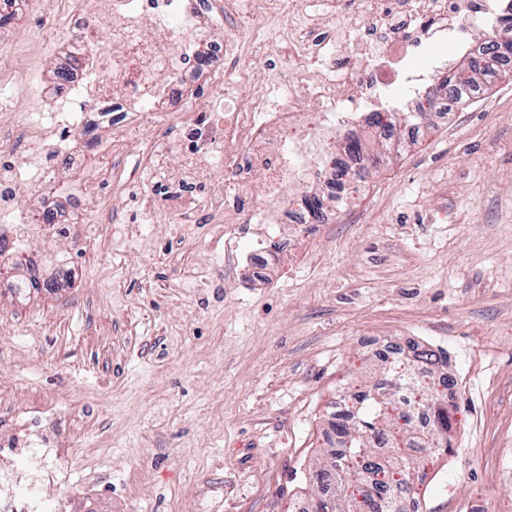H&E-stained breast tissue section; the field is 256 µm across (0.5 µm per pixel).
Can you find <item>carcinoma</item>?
I'll return each mask as SVG.
<instances>
[{
  "label": "carcinoma",
  "instance_id": "obj_1",
  "mask_svg": "<svg viewBox=\"0 0 512 512\" xmlns=\"http://www.w3.org/2000/svg\"><path fill=\"white\" fill-rule=\"evenodd\" d=\"M481 76L480 62L471 58L456 80L474 86ZM411 358L407 388L432 418L431 427H414L399 402L383 389L384 376L396 365L386 361L373 366V385L350 394L348 417L333 414L331 426L341 448L327 451L317 467L323 492L313 499L312 512H408L429 453L450 449L454 423L445 394L439 391L454 384L445 371L446 359L415 346Z\"/></svg>",
  "mask_w": 512,
  "mask_h": 512
}]
</instances>
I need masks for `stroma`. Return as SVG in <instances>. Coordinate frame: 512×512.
Returning a JSON list of instances; mask_svg holds the SVG:
<instances>
[{
	"label": "stroma",
	"mask_w": 512,
	"mask_h": 512,
	"mask_svg": "<svg viewBox=\"0 0 512 512\" xmlns=\"http://www.w3.org/2000/svg\"><path fill=\"white\" fill-rule=\"evenodd\" d=\"M0 43L57 40L56 0ZM376 162L354 203L302 237L255 238L164 215L127 238L117 179L77 217L93 246L30 236L68 259V287L29 302L0 292V443L27 464L21 417L53 404L66 464L45 512H301L317 489L329 413L379 343L448 354L456 453L427 467L420 512H512V72L447 117L427 116Z\"/></svg>",
	"instance_id": "obj_1"
}]
</instances>
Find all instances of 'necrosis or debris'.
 Returning a JSON list of instances; mask_svg holds the SVG:
<instances>
[{
  "label": "necrosis or debris",
  "instance_id": "necrosis-or-debris-1",
  "mask_svg": "<svg viewBox=\"0 0 512 512\" xmlns=\"http://www.w3.org/2000/svg\"><path fill=\"white\" fill-rule=\"evenodd\" d=\"M328 25L312 33L294 27L286 36L290 73L270 74L262 84L242 87L244 48L269 54L267 22L289 9V0H58L66 38V60L38 112L18 107L15 125L0 127V289L58 288L66 265L47 271L35 251H18L15 234L28 231L72 238L74 214L98 208L97 188L107 161L121 157L120 144L100 150L92 164L84 140L95 124L137 133L150 129V145L137 162L145 178L137 191L141 223L164 212L173 224H298L310 231L309 195L283 206L285 183L318 179L325 196L347 197L362 179V156L346 145L362 135L394 143L392 114L409 110L408 136L425 117L444 112L463 88L437 63L445 40L468 56L488 57L486 43L470 39L465 19H489L498 39L511 33L491 21L488 0H316ZM359 22L339 23L347 12ZM223 36H215V28ZM363 63L355 65L352 55ZM206 77L223 94L207 108L193 106L195 83ZM251 106L241 109L242 95ZM318 109L306 123L296 120L299 96ZM26 148L28 164L12 156ZM178 167H171V160ZM220 167L223 179H201ZM74 175L57 184L61 169ZM41 195L32 211L17 208L28 192ZM0 512H43L36 486H22L18 472L0 469Z\"/></svg>",
  "mask_w": 512,
  "mask_h": 512
}]
</instances>
